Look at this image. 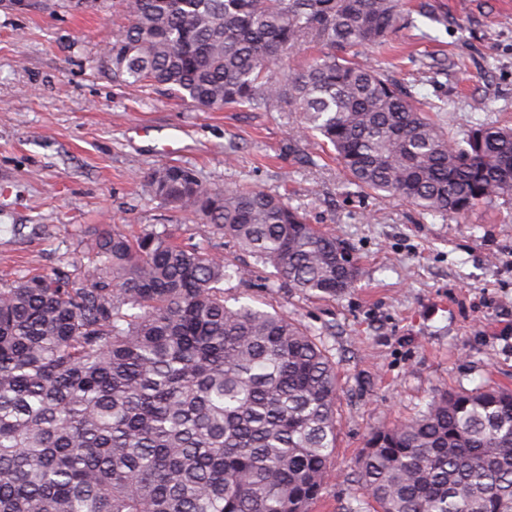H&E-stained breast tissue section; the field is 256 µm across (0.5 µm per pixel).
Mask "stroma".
Instances as JSON below:
<instances>
[{
  "mask_svg": "<svg viewBox=\"0 0 512 512\" xmlns=\"http://www.w3.org/2000/svg\"><path fill=\"white\" fill-rule=\"evenodd\" d=\"M127 23L119 0H29L0 8V284L75 274L102 231L167 228L207 242L227 263L251 256L182 219L143 190L175 161L208 183L289 198L350 249L359 276L336 297L285 288H229L280 307L327 347L338 372L332 476L311 512H343L368 434L415 417L449 390L512 388V209L481 204L465 218L421 216L398 197L362 191L329 153L296 139L291 112L199 110L114 82L102 50ZM371 64L411 82L455 140L473 122L512 124V0H406L399 27ZM429 72L414 82L417 69ZM182 129L176 153L142 128Z\"/></svg>",
  "mask_w": 512,
  "mask_h": 512,
  "instance_id": "stroma-1",
  "label": "stroma"
}]
</instances>
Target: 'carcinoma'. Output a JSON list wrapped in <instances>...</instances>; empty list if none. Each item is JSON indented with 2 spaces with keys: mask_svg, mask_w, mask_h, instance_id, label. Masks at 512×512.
<instances>
[{
  "mask_svg": "<svg viewBox=\"0 0 512 512\" xmlns=\"http://www.w3.org/2000/svg\"><path fill=\"white\" fill-rule=\"evenodd\" d=\"M112 78L201 109L296 112L345 176L425 216L512 203V126L454 142L357 49L402 0H124ZM312 50L299 70L288 60ZM144 191L254 257L268 288L336 297L358 270L288 200L165 162ZM249 271L166 231H104L83 271L0 287V512H310L336 448L339 380L294 319L229 306ZM374 512H512V389L451 391L372 431Z\"/></svg>",
  "mask_w": 512,
  "mask_h": 512,
  "instance_id": "obj_1",
  "label": "carcinoma"
}]
</instances>
